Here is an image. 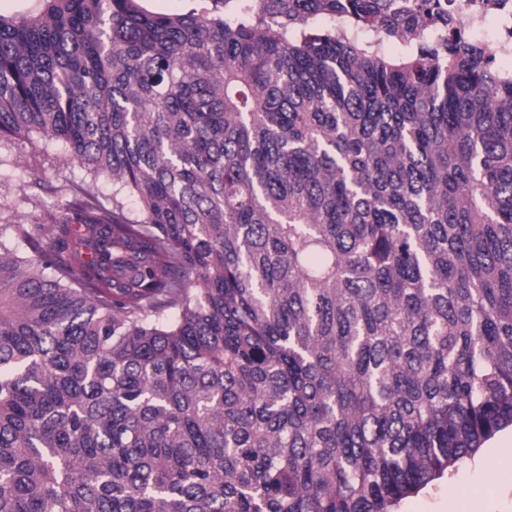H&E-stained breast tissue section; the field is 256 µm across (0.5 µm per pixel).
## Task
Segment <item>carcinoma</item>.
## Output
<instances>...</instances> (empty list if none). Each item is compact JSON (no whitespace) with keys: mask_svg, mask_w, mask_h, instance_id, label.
Returning <instances> with one entry per match:
<instances>
[{"mask_svg":"<svg viewBox=\"0 0 512 512\" xmlns=\"http://www.w3.org/2000/svg\"><path fill=\"white\" fill-rule=\"evenodd\" d=\"M43 2L0 15V150L66 152L0 205V512H393L512 426V72L417 43L445 3ZM142 3L151 11L167 14L183 13L192 8L199 10L201 8L213 9V5L210 1L200 0H147Z\"/></svg>","mask_w":512,"mask_h":512,"instance_id":"cac0c4a2","label":"carcinoma"}]
</instances>
